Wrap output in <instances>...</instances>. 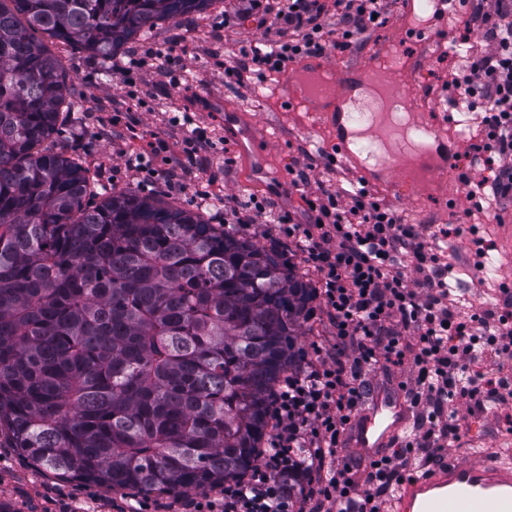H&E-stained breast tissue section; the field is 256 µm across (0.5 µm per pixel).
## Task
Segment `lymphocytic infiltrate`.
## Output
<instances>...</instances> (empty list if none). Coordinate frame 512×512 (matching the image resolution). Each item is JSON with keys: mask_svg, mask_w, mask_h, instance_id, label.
Here are the masks:
<instances>
[{"mask_svg": "<svg viewBox=\"0 0 512 512\" xmlns=\"http://www.w3.org/2000/svg\"><path fill=\"white\" fill-rule=\"evenodd\" d=\"M247 17L260 33L224 64V77L242 79L287 71L326 45L350 50L384 25L395 0H247ZM490 41L453 75V94L481 112L486 152L498 158L497 196L512 194V6L494 0L471 18ZM310 221L292 213L276 217L284 249L298 252L320 275L325 315L336 335L327 360L285 381L273 415L279 429L247 480L224 485L222 500L191 499L185 512H381L386 496L409 472L416 456L440 462L459 448L453 420L459 400L512 402L505 375L512 357V311L462 316L453 289V266L437 250L461 228L440 227L420 236L413 225L364 187L321 186L307 201ZM417 287L405 280L407 268ZM410 366L417 376L405 394L421 413L403 448L359 469L338 458L340 438L365 395L361 376ZM303 470L308 489L290 496L281 482Z\"/></svg>", "mask_w": 512, "mask_h": 512, "instance_id": "lymphocytic-infiltrate-1", "label": "lymphocytic infiltrate"}]
</instances>
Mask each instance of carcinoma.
Instances as JSON below:
<instances>
[{
    "mask_svg": "<svg viewBox=\"0 0 512 512\" xmlns=\"http://www.w3.org/2000/svg\"><path fill=\"white\" fill-rule=\"evenodd\" d=\"M214 0H0V423L57 475L143 494L238 482L297 373L308 285L172 202L112 192L53 144L54 39L107 60Z\"/></svg>",
    "mask_w": 512,
    "mask_h": 512,
    "instance_id": "1",
    "label": "carcinoma"
}]
</instances>
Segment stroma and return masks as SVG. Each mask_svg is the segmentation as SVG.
I'll return each mask as SVG.
<instances>
[{
    "label": "stroma",
    "mask_w": 512,
    "mask_h": 512,
    "mask_svg": "<svg viewBox=\"0 0 512 512\" xmlns=\"http://www.w3.org/2000/svg\"><path fill=\"white\" fill-rule=\"evenodd\" d=\"M240 0H215L202 13H192L176 23H163L151 35L121 49L109 62L50 41L61 58L67 82L82 103L83 112L65 119L60 145L81 156L100 193L131 190L147 197H161L200 213L209 223H229L258 245L276 246L281 237L275 223L248 224L252 200L267 202L269 211H289L304 219L303 196L318 193L321 185H345L355 174L342 164L325 171L328 154L334 153L336 125L319 112L290 106L283 101L281 77L267 75L258 100L242 96V85L225 82L224 61L240 40L254 37L255 28L244 22L225 26V14L238 13ZM173 51L181 57L192 81L174 84L154 71L139 73L135 84L122 80L133 67L132 58L144 48ZM228 96L235 129L246 130L268 145L265 172L256 175L252 162L238 154L224 136V122L202 111L206 98ZM200 130L206 143L196 158L184 153V140L191 130ZM316 157L317 169L308 187L296 190L289 183L290 170L305 164L307 154ZM144 157L152 168L144 174L128 162ZM464 180L435 187V195L417 202L404 185L380 191L378 197L417 226L462 224L472 203L469 184L482 180L487 164L474 161L469 143L457 144L453 156ZM221 189L225 204L237 206L238 217L225 218V205H211L207 197ZM454 194L456 210L439 205L438 199ZM480 235L491 240L493 255L503 264V276L512 277V198L490 211L489 221L479 224ZM310 315L303 323L295 345L304 353L302 369L318 363L320 354L332 351L333 330L313 299ZM512 407L484 410L470 402L458 407L462 449L455 455L467 459L469 451L492 452L499 446L503 418ZM183 497L155 492L143 495L131 490L101 486L86 480L62 479L27 460L13 446L8 428H0V512H179Z\"/></svg>",
    "instance_id": "1"
}]
</instances>
